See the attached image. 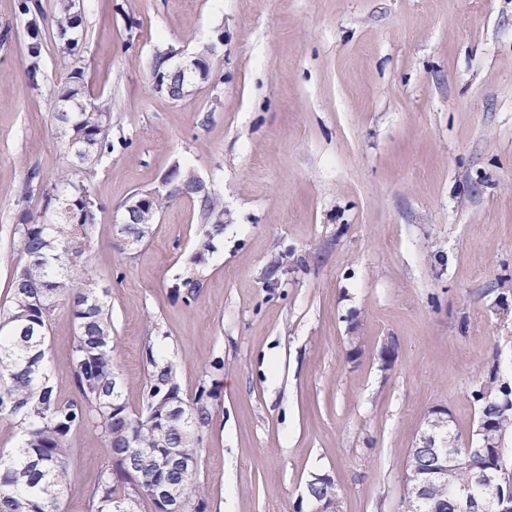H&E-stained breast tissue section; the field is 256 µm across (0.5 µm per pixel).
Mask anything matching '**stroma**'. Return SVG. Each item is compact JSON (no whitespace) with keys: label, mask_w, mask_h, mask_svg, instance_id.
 I'll return each instance as SVG.
<instances>
[{"label":"stroma","mask_w":512,"mask_h":512,"mask_svg":"<svg viewBox=\"0 0 512 512\" xmlns=\"http://www.w3.org/2000/svg\"><path fill=\"white\" fill-rule=\"evenodd\" d=\"M20 2L0 0V314L20 262L9 230L65 165L52 114L71 82L55 0H39L35 59ZM74 2L81 85L114 145L88 177L86 261L110 288L128 410L146 400L150 349L186 400L219 383L187 490L206 512H297L317 475L343 512H398L431 411L469 441L482 367L512 376V0ZM169 46L209 68L177 101L151 88ZM175 164L224 201L191 291L190 200L166 202L142 243L117 240L127 200ZM75 335L59 304L46 365L64 401ZM66 446L61 512H92L113 452L91 426Z\"/></svg>","instance_id":"stroma-1"}]
</instances>
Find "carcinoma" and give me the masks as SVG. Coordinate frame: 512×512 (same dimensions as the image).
<instances>
[{"mask_svg": "<svg viewBox=\"0 0 512 512\" xmlns=\"http://www.w3.org/2000/svg\"><path fill=\"white\" fill-rule=\"evenodd\" d=\"M20 8L31 16L28 52L36 57L41 52L36 20L41 8L28 0H22ZM55 26L64 66L71 67V74L81 75L74 59L79 18L73 12V0H57ZM159 74L173 87L190 80L189 74L179 73L168 59L156 55L151 76ZM61 101L66 107L53 113V121L65 131L67 166L52 189L42 190L41 215L25 212L21 222L11 227L22 263L11 281L10 308L0 316V366L7 372L6 382L0 383V416L16 420L22 436L14 453L0 458V512H60L70 471L65 442L81 425L99 430L118 456V467L104 470L95 484V512H114L112 505L117 502L133 509V501L120 499L117 493L119 482L131 478L147 490L181 493L212 421L210 399L216 397V388L203 386L193 401H186L175 365L159 363L150 349L146 353L151 370L145 403L139 412L131 413L122 401L112 358V324L106 302L109 288L85 265L96 213L76 224L59 211L55 200L60 197L74 211L97 208L87 176L93 162L112 153L109 114L84 99L77 81L63 91ZM85 140L93 146L80 161L75 152ZM165 179L177 187L176 195L197 206L200 215L202 234L182 280L183 287L195 288L212 253L213 240L224 231V204L214 193L201 198L198 176L190 170L174 165ZM170 198V194L154 191L133 195L128 204L144 199L147 206L125 212L117 227L120 237L130 246L147 239L156 213ZM61 299L67 301L77 330L72 347L77 397L67 401L58 398L44 362L47 330ZM470 398L479 411L477 445L458 443L448 421L434 424L435 433L445 439L448 458L429 448L407 451L399 512H458L452 499L462 486L470 487L483 504V512H501L503 500L512 499V467L507 466L505 448V439L512 436V380L500 375L497 366H488L471 389ZM433 470L442 471V476L419 494L415 475Z\"/></svg>", "mask_w": 512, "mask_h": 512, "instance_id": "obj_1", "label": "carcinoma"}]
</instances>
